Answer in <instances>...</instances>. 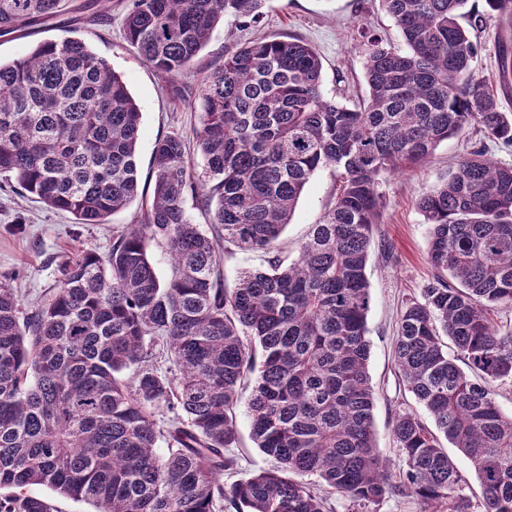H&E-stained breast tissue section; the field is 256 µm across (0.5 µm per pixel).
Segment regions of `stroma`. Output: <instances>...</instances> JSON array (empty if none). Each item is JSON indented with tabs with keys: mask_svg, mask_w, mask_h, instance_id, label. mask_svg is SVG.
Masks as SVG:
<instances>
[{
	"mask_svg": "<svg viewBox=\"0 0 512 512\" xmlns=\"http://www.w3.org/2000/svg\"><path fill=\"white\" fill-rule=\"evenodd\" d=\"M475 14L484 18L471 29L472 39L481 51L473 63L477 75L493 87L501 111L512 113V81H499V48L512 46V21L490 12L484 0H470ZM105 25L79 21L75 29L54 26L44 31L47 39L75 36L87 41L105 56L122 76L142 112V131L137 147L141 177H148L155 142L159 136L175 132L189 146L194 168L204 161L196 148L201 105L195 93L204 77L224 61L228 47L257 37L295 36L318 53L322 60V90L327 97L353 104L365 96V50L360 36L368 27L400 43L393 20L379 0H266L262 16L247 27H216L206 47L178 77L192 97L174 99L165 80L143 61L127 43L121 12L111 0L99 7ZM484 145L489 157L512 166V146L484 140L474 128L442 142L432 160L383 179L380 222L373 227L367 277L371 304L367 317L370 342L368 371L376 401L374 421L376 443L391 478H398L405 467L392 434L397 408L418 410L419 405L403 385L394 360V345L400 314L409 299L418 297L432 276L427 259L429 226L418 207L421 193L439 183L472 146ZM336 188L333 169L318 170L305 188L288 225L282 253L296 258L297 247L311 225L319 223ZM141 201L114 214L104 224H79L66 212L52 211L12 184L0 179V282L16 288L24 306L31 307L48 297L60 278L62 263L84 252L107 255L115 232L138 223Z\"/></svg>",
	"mask_w": 512,
	"mask_h": 512,
	"instance_id": "35a3bbf8",
	"label": "stroma"
}]
</instances>
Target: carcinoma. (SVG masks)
Returning a JSON list of instances; mask_svg holds the SVG:
<instances>
[{"label": "carcinoma", "instance_id": "cac0c4a2", "mask_svg": "<svg viewBox=\"0 0 512 512\" xmlns=\"http://www.w3.org/2000/svg\"><path fill=\"white\" fill-rule=\"evenodd\" d=\"M99 2L0 0V36L93 20ZM263 2L126 0L123 33L173 77L218 23H255ZM380 2L401 44L361 31L368 93L357 104L323 94L304 41L253 39L199 89L201 171L180 135L159 137L144 223L117 234L108 255L66 264L31 310L0 283V512H58L31 485L95 512H332L312 476L358 506L415 496L470 512L445 441L480 483V512H512V415L494 389L512 379V328L491 316L512 307V167L483 148L418 200L433 275L401 313L395 358L434 428L397 413V481L377 449L366 267L380 181L470 125L512 145V114L473 68L469 29L481 19L468 0ZM140 134L125 81L84 40H44L0 61V174L76 223L103 224L138 198ZM328 167L332 200L287 261L277 243ZM190 193L212 214L207 231L185 208ZM230 245L268 254L232 289ZM247 387L250 438L271 467L226 485Z\"/></svg>", "mask_w": 512, "mask_h": 512}]
</instances>
